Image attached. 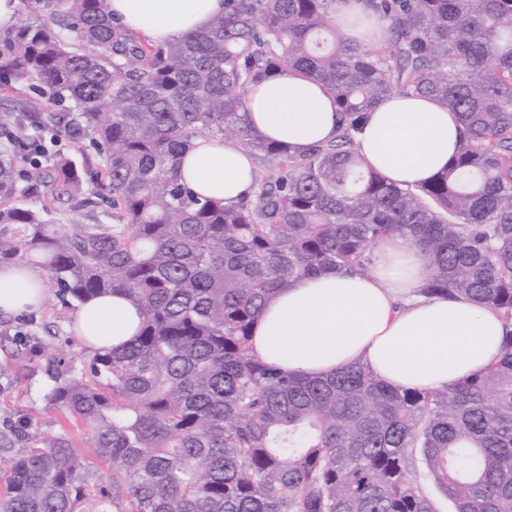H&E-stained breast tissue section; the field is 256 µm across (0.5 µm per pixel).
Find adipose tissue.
I'll return each instance as SVG.
<instances>
[{
  "mask_svg": "<svg viewBox=\"0 0 512 512\" xmlns=\"http://www.w3.org/2000/svg\"><path fill=\"white\" fill-rule=\"evenodd\" d=\"M107 14L130 32L158 44L206 29L224 0H105ZM247 119L269 141L292 151L336 135L335 100L324 87L288 73L251 87ZM461 136L456 113L433 100L399 96L369 112L356 136L364 164L389 182L413 187L442 170ZM251 155L230 143L201 137L184 159L181 181L192 192L233 201L254 189ZM363 275L328 273L281 291L264 306L253 331V351L293 376H324L363 365L401 387L445 388L495 363L504 322L491 308L466 298L419 296L425 253L402 238L375 247ZM46 298L37 271L0 267V313L41 308ZM141 319L122 295L79 304L71 329L94 349L127 344Z\"/></svg>",
  "mask_w": 512,
  "mask_h": 512,
  "instance_id": "adipose-tissue-1",
  "label": "adipose tissue"
}]
</instances>
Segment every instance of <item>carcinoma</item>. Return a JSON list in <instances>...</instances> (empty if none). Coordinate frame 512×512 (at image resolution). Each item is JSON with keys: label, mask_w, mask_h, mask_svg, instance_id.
I'll return each instance as SVG.
<instances>
[{"label": "carcinoma", "mask_w": 512, "mask_h": 512, "mask_svg": "<svg viewBox=\"0 0 512 512\" xmlns=\"http://www.w3.org/2000/svg\"><path fill=\"white\" fill-rule=\"evenodd\" d=\"M341 2L224 0L207 29L153 44L103 0H34L40 21L0 32V92L34 90L31 128L103 160L91 185L70 162L48 181L20 174L16 135L0 130V266H38L65 303L118 291L142 316L78 374L53 358L48 407L85 437L15 425L27 450L5 461L0 512H81L91 455L112 467L97 512H435L409 477L417 448L455 512H512V0H361L352 24L382 21L377 45L340 33ZM289 70L334 98V140L292 152L246 121L251 86ZM409 94L457 113L463 133L443 170L402 188L355 139L367 112ZM46 95L74 111L43 116ZM199 137L268 172L232 202L191 194L178 172ZM41 187L49 205L24 203ZM105 203L112 224L95 218ZM65 204L90 223H48ZM389 237L428 255L421 296L502 316L497 362L424 391L362 365L289 376L254 355L273 296L366 272Z\"/></svg>", "instance_id": "cac0c4a2"}]
</instances>
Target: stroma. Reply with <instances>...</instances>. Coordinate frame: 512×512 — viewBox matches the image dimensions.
<instances>
[{
    "instance_id": "1",
    "label": "stroma",
    "mask_w": 512,
    "mask_h": 512,
    "mask_svg": "<svg viewBox=\"0 0 512 512\" xmlns=\"http://www.w3.org/2000/svg\"><path fill=\"white\" fill-rule=\"evenodd\" d=\"M42 143L45 150L41 155L18 151L19 169H26L34 158L49 171L59 159L67 158L88 175H97L101 170L102 160L96 151L89 147L78 150L67 135L47 132ZM70 325V309L62 307L52 292L39 313L0 319V361L19 366L14 382L0 386V427L22 417L28 420L31 430L59 433L60 417L47 410L44 395L52 384L47 374L48 362L62 337L70 335Z\"/></svg>"
}]
</instances>
